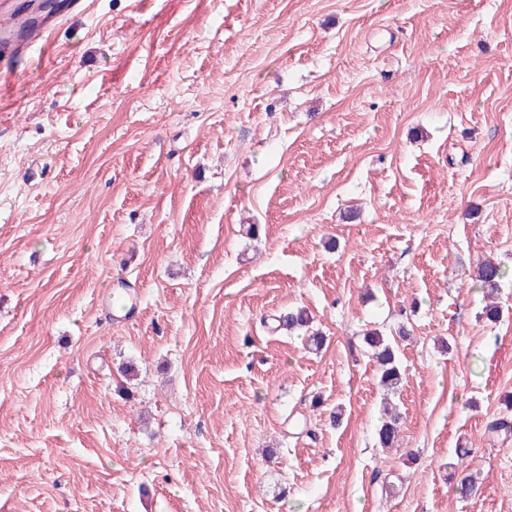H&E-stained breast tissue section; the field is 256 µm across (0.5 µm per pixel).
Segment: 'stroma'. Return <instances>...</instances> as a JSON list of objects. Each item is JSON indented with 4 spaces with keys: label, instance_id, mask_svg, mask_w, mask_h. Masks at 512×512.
<instances>
[{
    "label": "stroma",
    "instance_id": "stroma-1",
    "mask_svg": "<svg viewBox=\"0 0 512 512\" xmlns=\"http://www.w3.org/2000/svg\"><path fill=\"white\" fill-rule=\"evenodd\" d=\"M13 70L0 512H512V0H91ZM503 275L504 273L501 266L490 259L483 260L479 263L476 270L477 280L484 288H488L491 294L498 288L499 281ZM365 339L371 356L380 367V384L388 389L397 387L401 381V373L395 349L377 332L367 333Z\"/></svg>",
    "mask_w": 512,
    "mask_h": 512
}]
</instances>
